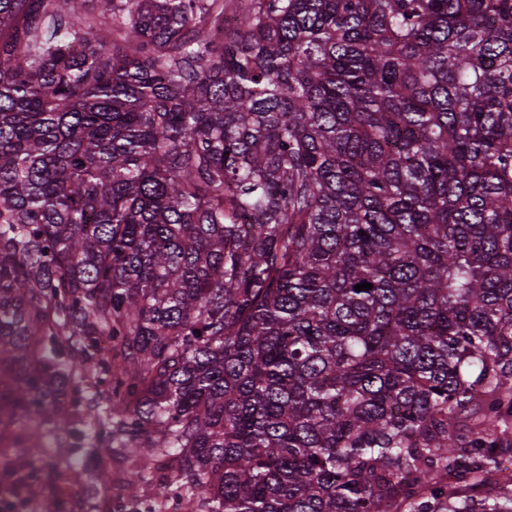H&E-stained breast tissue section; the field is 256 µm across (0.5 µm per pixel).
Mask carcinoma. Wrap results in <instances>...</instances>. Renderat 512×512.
Segmentation results:
<instances>
[{
  "label": "carcinoma",
  "instance_id": "obj_1",
  "mask_svg": "<svg viewBox=\"0 0 512 512\" xmlns=\"http://www.w3.org/2000/svg\"><path fill=\"white\" fill-rule=\"evenodd\" d=\"M82 2L0 0V436L94 411L184 512H512V0Z\"/></svg>",
  "mask_w": 512,
  "mask_h": 512
}]
</instances>
